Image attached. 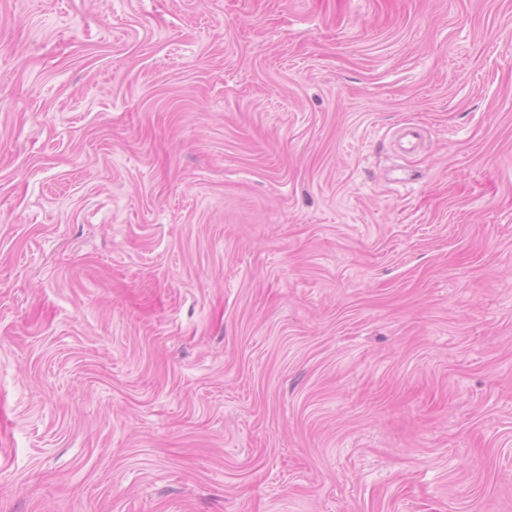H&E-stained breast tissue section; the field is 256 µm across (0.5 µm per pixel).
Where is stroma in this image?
Here are the masks:
<instances>
[{
    "instance_id": "35a3bbf8",
    "label": "stroma",
    "mask_w": 512,
    "mask_h": 512,
    "mask_svg": "<svg viewBox=\"0 0 512 512\" xmlns=\"http://www.w3.org/2000/svg\"><path fill=\"white\" fill-rule=\"evenodd\" d=\"M0 421V512H512V0H0Z\"/></svg>"
}]
</instances>
